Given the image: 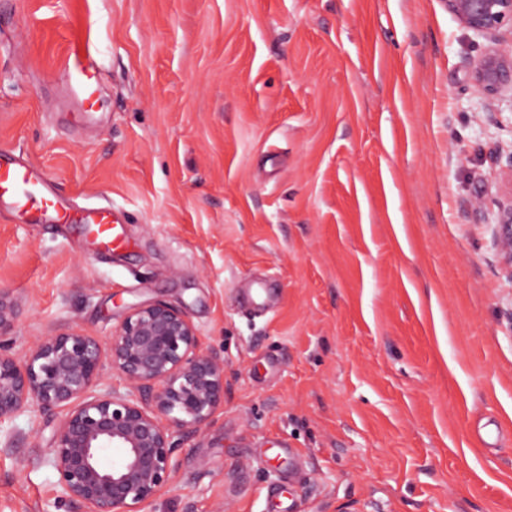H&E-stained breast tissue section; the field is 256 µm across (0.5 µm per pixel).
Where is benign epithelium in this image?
<instances>
[{
  "label": "benign epithelium",
  "instance_id": "obj_1",
  "mask_svg": "<svg viewBox=\"0 0 512 512\" xmlns=\"http://www.w3.org/2000/svg\"><path fill=\"white\" fill-rule=\"evenodd\" d=\"M465 28L490 40L472 65L476 94L512 104V0H444ZM496 194L468 203L489 220L502 276L512 288V149L490 173ZM17 316L0 293V337ZM120 387L98 388L104 369ZM60 418L49 462L61 497L81 512H140L176 472L174 433L190 434L224 406V358L199 346L195 324L161 303L132 308L108 345L80 329L45 336L22 359L0 348V424L31 406ZM112 452V465L101 462Z\"/></svg>",
  "mask_w": 512,
  "mask_h": 512
}]
</instances>
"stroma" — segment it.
I'll list each match as a JSON object with an SVG mask.
<instances>
[{"label":"stroma","instance_id":"stroma-1","mask_svg":"<svg viewBox=\"0 0 512 512\" xmlns=\"http://www.w3.org/2000/svg\"><path fill=\"white\" fill-rule=\"evenodd\" d=\"M488 45L442 0H0V146L130 241L0 213L12 354L151 303L224 354L145 512H512V291L465 212L512 145L471 85ZM57 422L0 424V512H77ZM66 76L83 108L82 116L85 118L94 113L104 78L100 64L90 55L78 57L67 69Z\"/></svg>","mask_w":512,"mask_h":512}]
</instances>
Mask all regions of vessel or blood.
Wrapping results in <instances>:
<instances>
[{"label":"vessel or blood","instance_id":"b4317fda","mask_svg":"<svg viewBox=\"0 0 512 512\" xmlns=\"http://www.w3.org/2000/svg\"><path fill=\"white\" fill-rule=\"evenodd\" d=\"M66 76L84 113L92 114L104 78L100 64L89 55L76 58ZM0 210L27 217L34 224L86 225L95 244L108 251L127 245L112 222L110 207L96 206L71 213L52 191L50 178L42 169L5 149H0Z\"/></svg>","mask_w":512,"mask_h":512}]
</instances>
